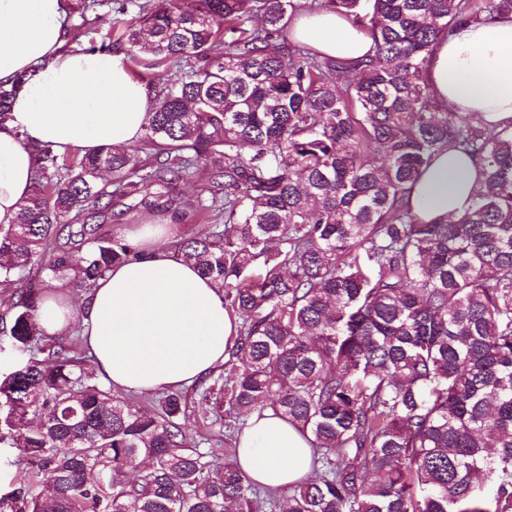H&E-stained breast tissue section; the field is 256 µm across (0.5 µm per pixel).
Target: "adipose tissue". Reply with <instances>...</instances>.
Returning <instances> with one entry per match:
<instances>
[{"mask_svg":"<svg viewBox=\"0 0 512 512\" xmlns=\"http://www.w3.org/2000/svg\"><path fill=\"white\" fill-rule=\"evenodd\" d=\"M65 0H0V85L24 73L31 79L0 124V225L14 222L31 190L37 151L88 154L135 142L153 103L150 87L133 78L121 55L67 52ZM299 43L327 56L374 55L370 33L341 13L316 11L292 25ZM434 102L468 112L490 127L512 122V14L457 29L439 41L426 65ZM483 185L480 168L444 148L413 186L411 204L428 221L463 213ZM171 224H135L128 238L139 251L97 280L82 307L59 291L44 294L47 334L80 323L97 374L134 392L180 388L224 362L237 320L223 294L171 248ZM301 432L271 412L252 415L238 445V464L256 483L277 488L300 481L310 468Z\"/></svg>","mask_w":512,"mask_h":512,"instance_id":"adipose-tissue-1","label":"adipose tissue"}]
</instances>
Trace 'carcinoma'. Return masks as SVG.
<instances>
[{
	"label": "carcinoma",
	"mask_w": 512,
	"mask_h": 512,
	"mask_svg": "<svg viewBox=\"0 0 512 512\" xmlns=\"http://www.w3.org/2000/svg\"><path fill=\"white\" fill-rule=\"evenodd\" d=\"M336 11L376 54L290 40L295 12ZM124 64L176 68L141 147L38 150L15 222L0 226V337L29 353L0 378V444L32 478L0 512H512V123L438 110L425 64L459 27L512 0H121ZM258 16L261 22L252 24ZM21 77L0 87V123ZM478 162L485 187L446 224L411 206L436 152ZM145 153L142 158L139 153ZM382 162H376V158ZM208 224L175 249L224 293L239 339L198 380V408L238 448L270 410L302 432L309 476L270 489L191 445L187 399L153 410L87 375L43 330L49 288L87 293L137 257L103 230L112 206Z\"/></svg>",
	"instance_id": "1"
}]
</instances>
